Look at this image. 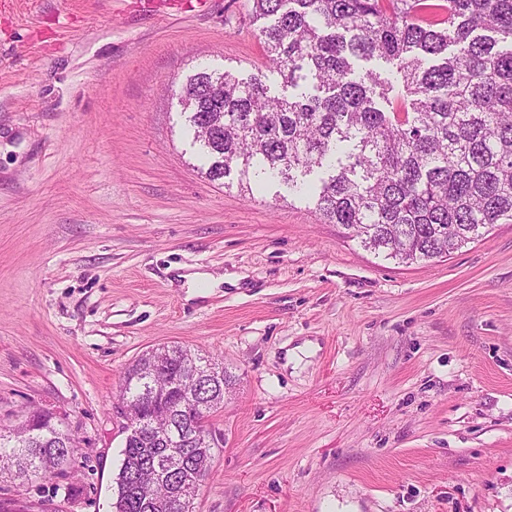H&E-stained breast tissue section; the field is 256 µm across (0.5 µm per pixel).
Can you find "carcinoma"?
<instances>
[{
  "instance_id": "cac0c4a2",
  "label": "carcinoma",
  "mask_w": 512,
  "mask_h": 512,
  "mask_svg": "<svg viewBox=\"0 0 512 512\" xmlns=\"http://www.w3.org/2000/svg\"><path fill=\"white\" fill-rule=\"evenodd\" d=\"M269 70L299 94H270L207 66L179 92L188 132L212 180L235 168L294 185L332 169L316 205L328 224L386 259L450 256L512 219V0H253ZM458 47L450 54L448 48ZM382 60L392 76L357 61ZM197 353L163 345L127 367L119 404L136 432L126 438L113 512H153L178 493L194 505L213 439L194 424L224 405V387L190 378ZM0 434V476L28 482L70 465L75 440L47 413ZM169 428L181 465L157 478Z\"/></svg>"
}]
</instances>
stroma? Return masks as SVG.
Listing matches in <instances>:
<instances>
[{"instance_id":"35a3bbf8","label":"stroma","mask_w":512,"mask_h":512,"mask_svg":"<svg viewBox=\"0 0 512 512\" xmlns=\"http://www.w3.org/2000/svg\"><path fill=\"white\" fill-rule=\"evenodd\" d=\"M251 7L0 0V427L77 440L0 512H112L121 378L174 343L233 377L196 512H512V223L404 264L279 183L207 179L187 77L283 92Z\"/></svg>"}]
</instances>
